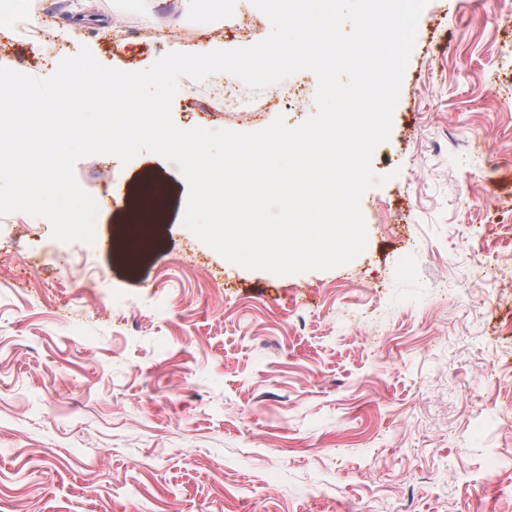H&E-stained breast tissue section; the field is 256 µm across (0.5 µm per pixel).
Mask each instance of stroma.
<instances>
[{
    "label": "stroma",
    "instance_id": "1",
    "mask_svg": "<svg viewBox=\"0 0 512 512\" xmlns=\"http://www.w3.org/2000/svg\"><path fill=\"white\" fill-rule=\"evenodd\" d=\"M57 36L9 50L45 76L88 47L140 69L149 31L194 23L177 0H48ZM131 24L123 48L101 26ZM183 129L256 131L253 114L190 110L206 84L177 72ZM512 23L477 0H428L388 138L361 200L350 263L276 276L225 264L184 225L176 164L143 152L80 159L102 196L95 244L0 214V512H512ZM121 233L112 251L99 242Z\"/></svg>",
    "mask_w": 512,
    "mask_h": 512
}]
</instances>
